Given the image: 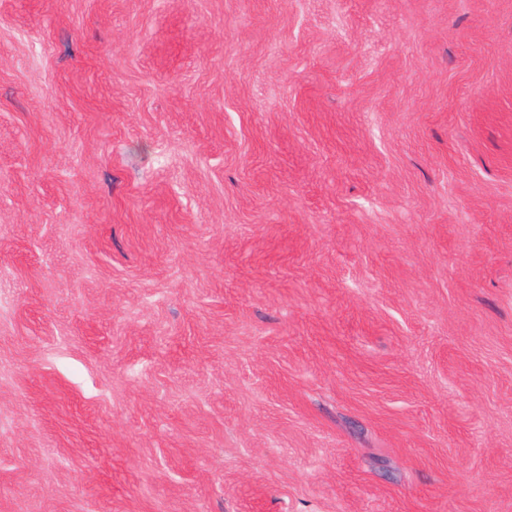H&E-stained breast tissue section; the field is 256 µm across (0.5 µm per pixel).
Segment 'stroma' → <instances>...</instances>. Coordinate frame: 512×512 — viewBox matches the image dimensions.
Instances as JSON below:
<instances>
[{
	"mask_svg": "<svg viewBox=\"0 0 512 512\" xmlns=\"http://www.w3.org/2000/svg\"><path fill=\"white\" fill-rule=\"evenodd\" d=\"M0 512H512V0H0Z\"/></svg>",
	"mask_w": 512,
	"mask_h": 512,
	"instance_id": "1",
	"label": "stroma"
}]
</instances>
